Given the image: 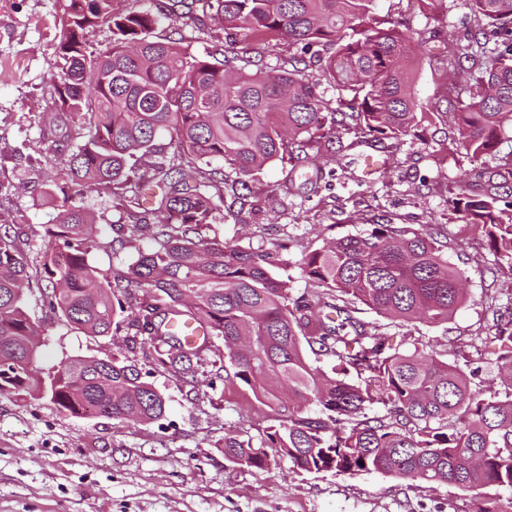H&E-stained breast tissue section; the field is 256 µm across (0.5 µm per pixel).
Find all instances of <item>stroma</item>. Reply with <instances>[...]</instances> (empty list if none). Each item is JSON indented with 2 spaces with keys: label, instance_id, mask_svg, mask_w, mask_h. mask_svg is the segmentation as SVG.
<instances>
[{
  "label": "stroma",
  "instance_id": "stroma-1",
  "mask_svg": "<svg viewBox=\"0 0 512 512\" xmlns=\"http://www.w3.org/2000/svg\"><path fill=\"white\" fill-rule=\"evenodd\" d=\"M430 2L426 8L420 0H377V13L408 22L417 46L416 101L422 111L441 112L448 47L467 10L461 0ZM150 3L166 11L159 34L186 38L199 56L220 62L228 51H247L273 66L293 53L284 41L256 44L244 30L227 37L201 7L189 12L179 0ZM60 4L0 0V224L18 229L34 261L58 213L42 196L59 179L51 145L84 134L78 121L52 128L43 119L55 96ZM342 142L322 170L294 183L286 181L285 164L247 179L236 194L225 195L228 214L205 236L252 250L285 246L299 294L306 283L296 276L298 261L331 238L363 232L381 218L439 225L449 261L467 276L466 304L438 327L394 322L368 310L361 316L395 348L430 343L472 373L478 387H498L493 312L512 301V271L496 265L475 227L448 213V187L469 166L455 130L439 120L423 139L359 143L349 133ZM77 203L97 220L91 265L124 271L149 246L148 237L138 234L122 249H111L112 226L121 217L111 194L88 190ZM44 287L32 282L27 293L31 319L47 341L40 351L43 367L120 354L164 395L167 407L160 419L139 424L75 418L44 396H0V512H470L473 495L453 486L409 485L379 473H296L284 459L262 470L229 464L220 451L225 430L252 435L277 424L279 413L252 393L225 389L211 366L225 357L222 339L212 338L208 365L188 383L144 358L125 331L88 336L57 319L44 302Z\"/></svg>",
  "mask_w": 512,
  "mask_h": 512
}]
</instances>
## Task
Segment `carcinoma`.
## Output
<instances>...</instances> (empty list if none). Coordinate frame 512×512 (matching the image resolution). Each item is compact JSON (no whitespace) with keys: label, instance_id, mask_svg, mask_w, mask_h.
Segmentation results:
<instances>
[{"label":"carcinoma","instance_id":"obj_1","mask_svg":"<svg viewBox=\"0 0 512 512\" xmlns=\"http://www.w3.org/2000/svg\"><path fill=\"white\" fill-rule=\"evenodd\" d=\"M113 0H63L53 109L87 130L57 160L61 182L46 196L85 188L112 193L133 235L152 247L127 270L88 262L94 218L62 206L46 230L39 268L19 237L0 225V395L42 393L71 414L133 423L159 419L162 393L132 364L114 357L70 359L46 369L30 360L41 332L29 319L25 288L46 281L49 309L75 329L151 347L155 359L196 378L200 352L224 341L230 368L262 401L283 407L276 425L247 438L224 433V460L262 470L288 459L307 473L377 472L462 491L512 488V308L493 312L500 388L472 387L459 365L427 346L401 352L359 316V306L401 322L448 323L466 302L465 273L448 262L430 224H374L331 239L305 255L300 277L317 290L293 296L282 251L248 250L202 230L216 220L224 192L280 162L290 172L318 168L350 129L400 140L431 116H418L413 40L402 25L373 22L375 0H197L226 30L277 37L297 49L288 65L225 68L183 40L155 33L147 10L118 14ZM478 22L448 47V71L479 88L448 87L446 113L471 168L448 187V208L483 230L490 252L512 271V198L469 192L484 159L512 183V0H466ZM112 31L106 50L87 35ZM314 60L318 75L300 65ZM336 91L324 97L323 86ZM166 137L168 142L158 143ZM156 160L143 170L144 156ZM218 160L221 168L211 167ZM161 195L150 193L151 185ZM161 214L154 223L147 216ZM143 291L133 299L130 287ZM172 318L202 323L195 342L169 334ZM336 362L333 374L310 364L305 349ZM315 413L304 411L309 405Z\"/></svg>","mask_w":512,"mask_h":512}]
</instances>
